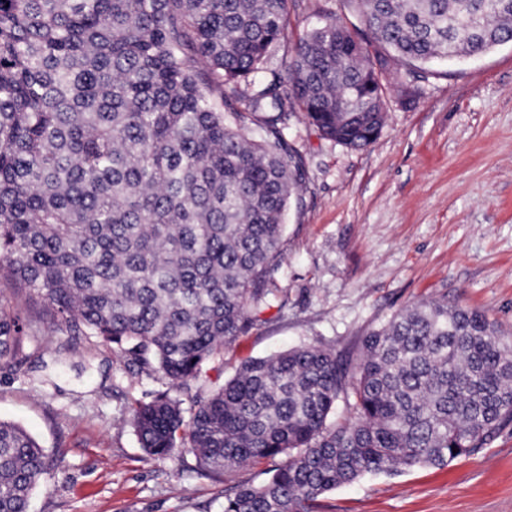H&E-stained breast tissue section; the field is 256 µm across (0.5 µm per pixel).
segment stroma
Masks as SVG:
<instances>
[{
	"instance_id": "stroma-1",
	"label": "stroma",
	"mask_w": 512,
	"mask_h": 512,
	"mask_svg": "<svg viewBox=\"0 0 512 512\" xmlns=\"http://www.w3.org/2000/svg\"><path fill=\"white\" fill-rule=\"evenodd\" d=\"M318 11L363 25L345 0H289L274 67L286 68ZM386 81L384 126L365 148L325 139L291 114L286 139L305 177L285 217L276 286L286 305L226 346L209 379L294 346L357 352L392 315L431 298L479 309L512 334V41L422 71L402 66ZM0 306L27 330L24 357L0 361V420L49 454L29 512H224L230 487L264 480L261 464L212 479L196 473L191 452L146 453L129 410L169 391L168 380L129 370L96 338L72 337L36 294L5 279ZM71 340L77 352H61ZM319 512H512V422L448 465L336 488Z\"/></svg>"
}]
</instances>
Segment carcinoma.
<instances>
[{"label": "carcinoma", "instance_id": "obj_1", "mask_svg": "<svg viewBox=\"0 0 512 512\" xmlns=\"http://www.w3.org/2000/svg\"><path fill=\"white\" fill-rule=\"evenodd\" d=\"M357 2L366 39L331 15L284 75L269 53L288 0H0V277L168 378L131 408L149 454L188 448L215 477L284 458L224 512H319L342 485L446 465L512 420V339L443 299L396 314L356 357L300 346L197 385L285 305L271 285L305 173L288 113L362 148L384 123L379 74L512 40V0ZM242 85L255 138L221 109ZM23 335L0 308V360ZM47 473L39 443L0 421V512H28Z\"/></svg>", "mask_w": 512, "mask_h": 512}]
</instances>
